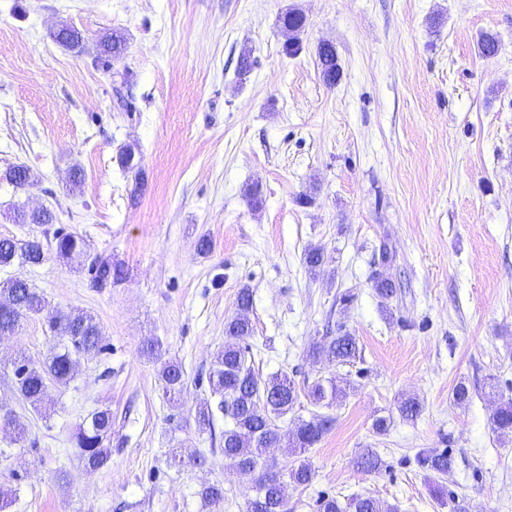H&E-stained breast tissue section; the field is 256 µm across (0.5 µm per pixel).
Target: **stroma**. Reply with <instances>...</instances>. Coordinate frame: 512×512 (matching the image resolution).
<instances>
[{
    "label": "stroma",
    "instance_id": "obj_1",
    "mask_svg": "<svg viewBox=\"0 0 512 512\" xmlns=\"http://www.w3.org/2000/svg\"><path fill=\"white\" fill-rule=\"evenodd\" d=\"M291 8L306 17L294 56L280 22ZM64 24L81 32L82 53L53 40ZM112 30L127 48L106 66L97 48ZM484 33L497 36L496 56L479 53ZM323 41L341 67L333 86L316 66ZM247 49L256 64L242 77ZM124 70L131 112L112 90ZM130 144L148 179L135 200L119 163ZM12 165L27 167L29 186L4 179ZM251 185L261 208L247 203ZM40 205L126 278L96 289L86 269L55 260L0 271L91 315L102 336L37 409L17 395L13 365L40 364L55 338L37 315L0 338V408L27 436L15 444L0 421L11 512H245L253 484L224 459L228 420L208 382L244 286L259 380L349 383L331 406L305 402L279 421L334 420L304 454L313 482L286 489L290 512H316L324 494L371 495L396 512H512V437L491 425L512 398V0H0V237L41 234L10 219ZM384 242L397 285L386 308L371 287ZM314 246L326 261L313 274L303 256ZM337 325L359 358L311 366L310 343ZM149 339L161 359L143 355ZM165 359L185 371L176 404L162 390ZM460 382L472 393L462 407L451 400ZM407 396L423 406L412 423L397 410ZM203 402L215 408L210 433L194 423ZM98 408L112 411V458L93 471L71 439ZM378 416L391 420L386 435L372 432ZM367 448L378 472L358 465ZM427 448L448 449L453 469L430 478L415 461ZM198 455L205 467L191 464ZM208 483L224 488L219 509L198 495Z\"/></svg>",
    "mask_w": 512,
    "mask_h": 512
}]
</instances>
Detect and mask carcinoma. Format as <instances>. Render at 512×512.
<instances>
[{
	"label": "carcinoma",
	"mask_w": 512,
	"mask_h": 512,
	"mask_svg": "<svg viewBox=\"0 0 512 512\" xmlns=\"http://www.w3.org/2000/svg\"><path fill=\"white\" fill-rule=\"evenodd\" d=\"M282 26L291 31V38L284 44L285 53L294 56L301 50L300 34L304 32L306 18L297 9H290L281 17ZM56 40L66 49L79 53L83 42L81 34L67 25L57 32ZM126 49V37L114 31L101 37L98 60L109 65ZM317 68L325 84L334 86L340 79V65L335 47L321 43L317 47ZM122 168L133 176V193L145 186V172L141 165L139 149L129 145L121 153ZM17 216L28 217L31 224L54 227L52 245L34 235L27 240L0 238V269L15 263L39 266L49 258L69 264L87 256V244L83 237L63 226H56V213L48 208L32 214L20 211ZM325 263V252L321 247H311L304 254V264L315 272ZM92 280L103 286H112L124 279V270L112 264L107 257H93L87 267ZM372 288L381 303L388 304L397 294L396 283L380 272L372 274ZM253 306V294L249 287L239 289L236 296V311L224 323V346L214 356L209 373L212 392L220 397L217 408L224 412L230 423L222 435L224 459L239 472L254 476L255 494L245 503V512H288L286 486L306 487L313 481L315 472L310 464L299 459L307 449L316 445L330 430L332 419L312 415L310 419H297L294 429L283 430L277 420L292 412L304 396L313 406L330 405L346 395V389L334 378H317L299 393L287 375H274L264 382L255 376L251 362L250 339L254 329L249 318L242 316ZM44 316L50 332L58 344L38 366L25 359L14 365L16 392L21 399L36 407L41 404L47 384L66 385L79 372V358L92 351L101 350L100 329L94 318L85 313L67 312L49 306L28 281L21 277H10L0 281V336H10L18 329L21 319L28 315ZM356 338L343 326L336 332L310 343L307 356L316 366L322 362L347 363L356 357ZM160 378L163 392L168 400H176L183 392L185 377L182 366L176 361L162 365ZM398 411L406 421L416 420L422 405L414 398L403 399ZM492 428L498 436L512 435V400L497 407L492 415ZM112 436V411L97 409L79 426L73 435L74 447L91 469H100L108 464L111 448L106 445ZM269 448H287L296 456L292 464L279 465L266 456ZM417 465L425 472L444 475L454 466L455 459L448 449L430 448L416 454ZM199 494L208 503L217 506L224 501V489L219 485H205ZM317 512H391V507L371 496L352 495L340 499L323 495L317 500Z\"/></svg>",
	"instance_id": "carcinoma-1"
}]
</instances>
